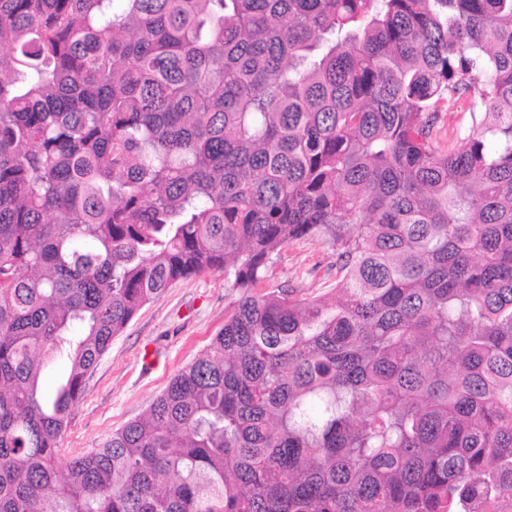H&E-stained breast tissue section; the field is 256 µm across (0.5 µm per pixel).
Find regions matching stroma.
Listing matches in <instances>:
<instances>
[{
	"instance_id": "stroma-1",
	"label": "stroma",
	"mask_w": 512,
	"mask_h": 512,
	"mask_svg": "<svg viewBox=\"0 0 512 512\" xmlns=\"http://www.w3.org/2000/svg\"><path fill=\"white\" fill-rule=\"evenodd\" d=\"M336 255L316 240L293 241L278 256L264 286L316 297L336 285ZM235 295L220 272L177 281L146 304L98 361L72 421L60 440L62 459L99 447L128 421L144 414L174 374L197 358L223 327ZM152 353V367L143 364Z\"/></svg>"
}]
</instances>
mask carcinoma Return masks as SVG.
I'll return each mask as SVG.
<instances>
[{
    "label": "carcinoma",
    "instance_id": "carcinoma-1",
    "mask_svg": "<svg viewBox=\"0 0 512 512\" xmlns=\"http://www.w3.org/2000/svg\"><path fill=\"white\" fill-rule=\"evenodd\" d=\"M301 238L334 295L261 288ZM209 271V347L60 466L112 338ZM503 496L512 0H0V512Z\"/></svg>",
    "mask_w": 512,
    "mask_h": 512
}]
</instances>
